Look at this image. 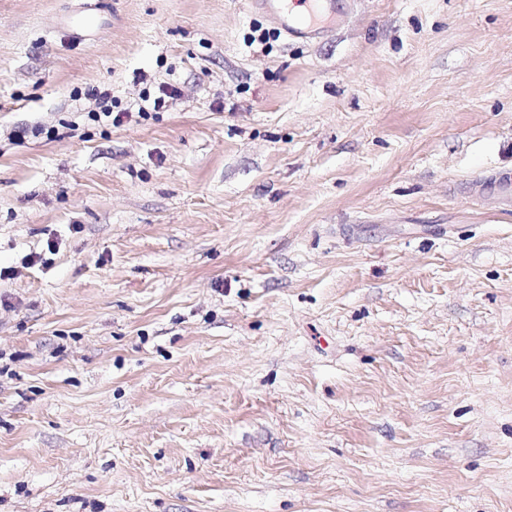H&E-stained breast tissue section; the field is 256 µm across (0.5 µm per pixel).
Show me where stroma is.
<instances>
[{
  "label": "stroma",
  "instance_id": "stroma-1",
  "mask_svg": "<svg viewBox=\"0 0 512 512\" xmlns=\"http://www.w3.org/2000/svg\"><path fill=\"white\" fill-rule=\"evenodd\" d=\"M333 2L0 0V512H512V0Z\"/></svg>",
  "mask_w": 512,
  "mask_h": 512
}]
</instances>
